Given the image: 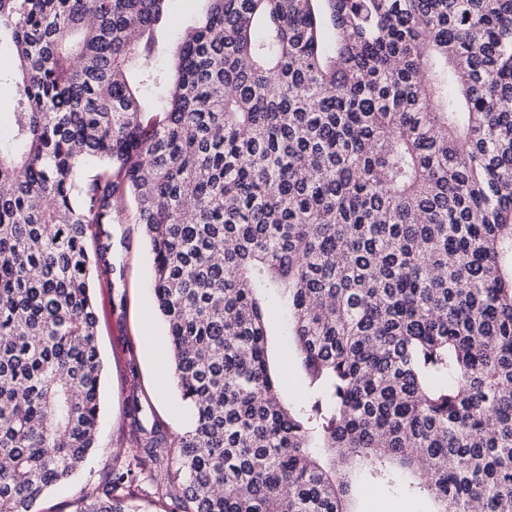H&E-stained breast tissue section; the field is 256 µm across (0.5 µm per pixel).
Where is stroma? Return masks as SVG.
<instances>
[{
	"label": "stroma",
	"mask_w": 512,
	"mask_h": 512,
	"mask_svg": "<svg viewBox=\"0 0 512 512\" xmlns=\"http://www.w3.org/2000/svg\"><path fill=\"white\" fill-rule=\"evenodd\" d=\"M112 261L122 272L118 288L106 282L94 284L99 317L97 343L103 361L102 414L95 446L82 468L43 501L42 512H75L88 491L106 489L113 469L128 461L132 438L128 398L138 392L147 403L145 423L163 424L170 436H178L190 423V413L170 380L172 371L163 323L152 305L150 252L131 208H124L110 228ZM270 352L281 361L284 393L295 397L308 379L296 357L287 356L288 337L278 313H271ZM182 476L175 463L158 468L144 463L141 479L131 485L141 512H178Z\"/></svg>",
	"instance_id": "stroma-1"
}]
</instances>
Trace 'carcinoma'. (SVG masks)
Masks as SVG:
<instances>
[{
    "instance_id": "1",
    "label": "carcinoma",
    "mask_w": 512,
    "mask_h": 512,
    "mask_svg": "<svg viewBox=\"0 0 512 512\" xmlns=\"http://www.w3.org/2000/svg\"><path fill=\"white\" fill-rule=\"evenodd\" d=\"M168 2L0 0V512L94 448L91 274L127 203L192 421L139 425L76 512H140L144 456L182 512H350L357 469L512 512V0H207L172 48ZM269 321L272 334V336H269L271 357L282 370L285 384L284 394L288 398H293L302 394L309 381L302 370L299 360L296 359L291 345H288V336L284 332L283 324L277 311H272ZM287 349L288 364L280 361Z\"/></svg>"
}]
</instances>
